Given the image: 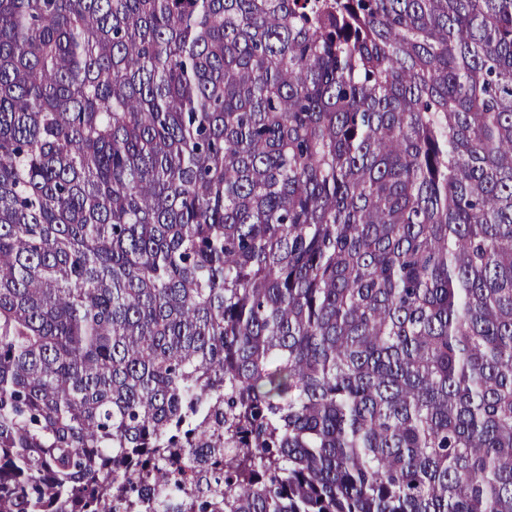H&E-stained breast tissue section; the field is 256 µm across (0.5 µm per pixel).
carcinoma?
<instances>
[{"mask_svg": "<svg viewBox=\"0 0 512 512\" xmlns=\"http://www.w3.org/2000/svg\"><path fill=\"white\" fill-rule=\"evenodd\" d=\"M0 512H512V0H0Z\"/></svg>", "mask_w": 512, "mask_h": 512, "instance_id": "obj_1", "label": "carcinoma"}]
</instances>
